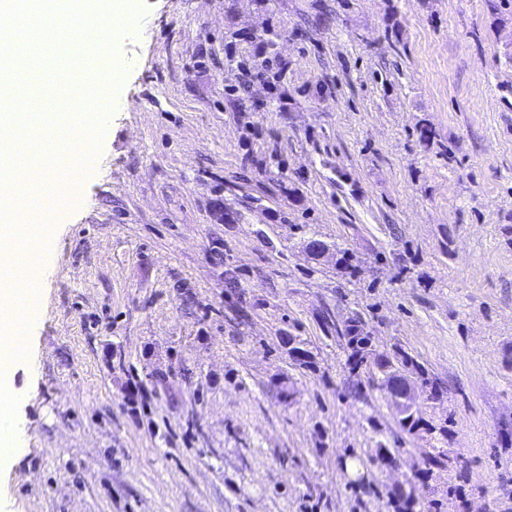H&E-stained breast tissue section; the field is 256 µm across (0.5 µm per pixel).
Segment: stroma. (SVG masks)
<instances>
[{
    "instance_id": "stroma-1",
    "label": "stroma",
    "mask_w": 512,
    "mask_h": 512,
    "mask_svg": "<svg viewBox=\"0 0 512 512\" xmlns=\"http://www.w3.org/2000/svg\"><path fill=\"white\" fill-rule=\"evenodd\" d=\"M137 3L0 512H512V0ZM348 345L352 349L353 364L357 367L362 364L365 359V354L369 353L371 347V338L364 334L363 330L357 325H351L346 330Z\"/></svg>"
}]
</instances>
